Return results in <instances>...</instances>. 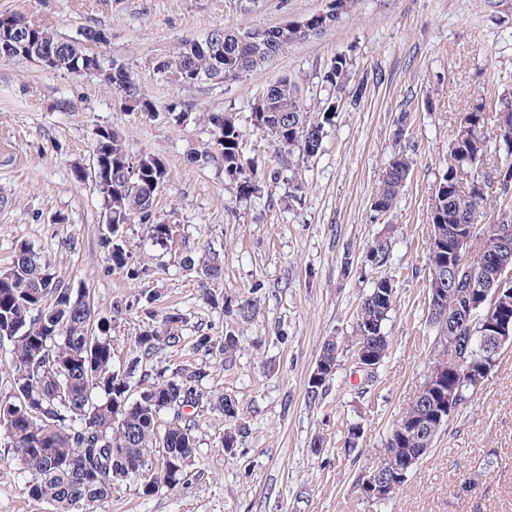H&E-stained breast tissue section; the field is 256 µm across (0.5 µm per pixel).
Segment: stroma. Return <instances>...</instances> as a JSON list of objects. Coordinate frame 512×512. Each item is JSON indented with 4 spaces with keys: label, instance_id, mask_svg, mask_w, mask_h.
<instances>
[{
    "label": "stroma",
    "instance_id": "obj_1",
    "mask_svg": "<svg viewBox=\"0 0 512 512\" xmlns=\"http://www.w3.org/2000/svg\"><path fill=\"white\" fill-rule=\"evenodd\" d=\"M329 0H0L63 38L105 30V58L130 70L151 112L127 110L90 74L47 71L25 60H0V269L15 245L29 243L59 283L88 292L95 315L113 320L114 366L129 359L144 328L139 298L158 313L180 310L187 337L205 331L238 336L232 363L169 350L167 362L205 366L204 386L238 401L251 430L235 454L223 447L219 413L200 412L199 448L184 483L142 495L116 488L109 512H512V348L500 355L482 389L438 436L399 493L383 504L365 499L359 476L381 461L382 440L416 394L433 331L427 321L431 197L448 165V145L473 96L512 99V0H356L322 34L285 46L240 79L178 85L156 61L211 30L278 27L326 10ZM351 61L347 87L320 153L298 161L301 200L288 199L289 172L260 195L239 200L211 159L209 112L233 114L242 152L259 171L279 170L277 148L256 128L252 104L281 78L295 80L305 110L328 92L324 72L337 56ZM365 83L355 98V83ZM70 101L63 110L61 101ZM185 116L174 120L170 103ZM118 132L132 155L161 157L168 177L153 205L177 225V244L154 246L142 225L127 232L144 277L113 268L103 244L102 200L92 179L94 133ZM412 160L398 203L374 217L370 204L389 161ZM392 241L387 262H363L379 235ZM222 254L212 287L231 308L204 303L182 257ZM391 280L393 308L383 331L389 355L369 385L355 371L349 336L373 281ZM257 306L241 318L235 306ZM124 305L114 318L115 305ZM339 344L336 377L318 404L307 401L309 376L328 338ZM359 422L354 452H341L347 422ZM321 449H314L315 441ZM493 468L482 469L484 458ZM10 449L0 445V512H52L29 498Z\"/></svg>",
    "mask_w": 512,
    "mask_h": 512
}]
</instances>
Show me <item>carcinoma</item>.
<instances>
[{
  "label": "carcinoma",
  "mask_w": 512,
  "mask_h": 512,
  "mask_svg": "<svg viewBox=\"0 0 512 512\" xmlns=\"http://www.w3.org/2000/svg\"><path fill=\"white\" fill-rule=\"evenodd\" d=\"M353 0H330L325 15L311 17L314 33L332 28ZM107 37L101 29L87 28L72 39H63L46 28L27 23L22 33L0 28V44L21 40L30 45L26 53L14 59L37 61L36 53L53 52L52 70L67 73L92 65L111 71L102 82L117 95H125L124 106L132 111L151 112L154 106L143 97L131 71L104 57H97L83 47L90 34ZM261 35L266 53L256 51L250 40L230 39V32L217 28L199 47H179L162 57L161 68H179L192 75V83L203 80L230 81L240 78L257 65L274 57L279 46L303 40L309 34L272 27L254 29ZM351 74L350 59L335 58L323 75V82L341 94ZM337 107L330 104L316 117L304 111L298 97V85L283 78L271 85L254 102L255 125L272 138L278 160L288 167L295 154L316 156L322 148L324 125L333 121ZM494 121L497 134L488 132ZM212 129L214 149L224 163V175L236 188V196L244 199L261 192L259 171L246 160L240 143L243 132L232 115L223 112L206 114ZM512 102L499 101L491 113L480 98L460 118L450 143L447 169L439 178L429 212L431 243L428 263V297H433L440 282L437 270L451 267L460 270L456 287H443V306L448 313L444 321H430L434 336V358L431 365L443 383L421 402L413 401L400 414L386 435L382 456L391 467H403L411 459L417 465L426 455L422 433L436 428L437 438L446 428L442 418L448 405V391L462 388L460 407L469 403V386H460L463 368L448 363L440 356L444 343L455 337L468 342L460 346L465 362L479 351L484 323L498 311L512 316V293L495 304L483 298L484 285L470 281L465 273L463 255L454 251L453 241L465 231L474 240L470 227L485 222L489 195L499 200L498 224L512 225ZM504 148L505 158L497 163L494 173L483 170L492 154V140ZM94 160L101 177L95 185L103 199L108 236L104 245L113 267L126 272L131 280L144 273L133 260L126 241L129 226H145L149 239L166 246L177 232V225L152 220L153 204L147 201L158 184L165 182L168 170L159 157L142 153L131 155L125 140L115 131L101 127L96 131ZM410 159L399 154L385 169L382 185L375 193L371 210L384 216L395 208L406 185ZM392 244L386 237L372 241L366 260L381 266L390 255ZM184 267L195 271L202 287L203 299L213 306L224 304V297L213 293L209 283L223 275V259L213 251L201 262L186 255ZM393 285L387 279L374 282L357 312L353 346L367 336L379 337L374 364L379 366L388 354V339L383 324L393 305ZM150 325L133 338L132 357L125 367L116 368L112 356V323L95 320L93 307L84 296L56 281L49 263L41 260L26 243L17 246L10 266L0 269V345H11L5 361L10 373V389L0 392V440L13 449L14 459L26 476L24 491L33 499L50 504L53 512H86L91 505H105L112 499V489L137 481L133 471L146 460L152 476L140 484L143 494L152 495L162 488L177 487L188 475L198 447V424L184 408L209 407L238 423V432L228 434L230 446H238L239 438L248 433L249 424L242 417L238 403L224 395L204 390L208 376L204 366L194 360L168 364L159 359L166 349L178 348L184 342L180 326L187 318L180 312L162 317L150 308L143 309ZM239 340L226 342L222 337L205 334L195 337L192 350L227 363L238 349ZM336 341L322 345L319 359L333 380L337 370ZM158 457L152 458L153 449Z\"/></svg>",
  "instance_id": "carcinoma-1"
}]
</instances>
